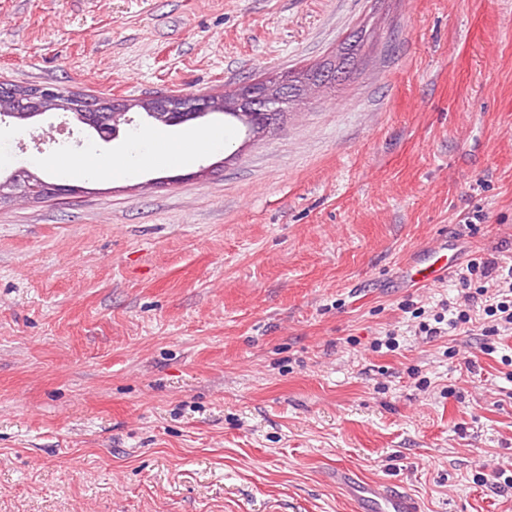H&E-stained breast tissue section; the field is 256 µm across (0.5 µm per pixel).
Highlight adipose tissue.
<instances>
[{"label": "adipose tissue", "instance_id": "adipose-tissue-1", "mask_svg": "<svg viewBox=\"0 0 512 512\" xmlns=\"http://www.w3.org/2000/svg\"><path fill=\"white\" fill-rule=\"evenodd\" d=\"M229 136L222 130L188 133L174 138L163 131L133 134L111 161L103 162L96 155L74 158L72 168L85 176L135 177L143 169L156 165L167 154L181 162H190L201 154L224 150Z\"/></svg>", "mask_w": 512, "mask_h": 512}]
</instances>
